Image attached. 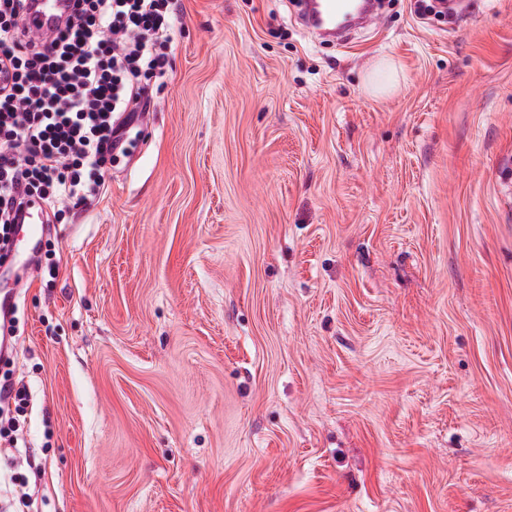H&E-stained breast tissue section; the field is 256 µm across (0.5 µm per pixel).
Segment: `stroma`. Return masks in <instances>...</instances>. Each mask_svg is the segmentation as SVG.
Segmentation results:
<instances>
[{
	"instance_id": "1",
	"label": "stroma",
	"mask_w": 512,
	"mask_h": 512,
	"mask_svg": "<svg viewBox=\"0 0 512 512\" xmlns=\"http://www.w3.org/2000/svg\"><path fill=\"white\" fill-rule=\"evenodd\" d=\"M168 53L19 294L41 512H512V0H179ZM351 0H303L301 1V20L320 37H335L346 22L336 23L351 10Z\"/></svg>"
}]
</instances>
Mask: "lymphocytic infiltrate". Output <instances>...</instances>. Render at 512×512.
<instances>
[{"label": "lymphocytic infiltrate", "instance_id": "obj_1", "mask_svg": "<svg viewBox=\"0 0 512 512\" xmlns=\"http://www.w3.org/2000/svg\"><path fill=\"white\" fill-rule=\"evenodd\" d=\"M29 6L0 0V246L27 198L59 217L104 188L129 152L115 115L148 111L171 46L173 0H81L47 44L19 25ZM28 405L26 387L0 386V486L14 512H35L14 464Z\"/></svg>", "mask_w": 512, "mask_h": 512}]
</instances>
